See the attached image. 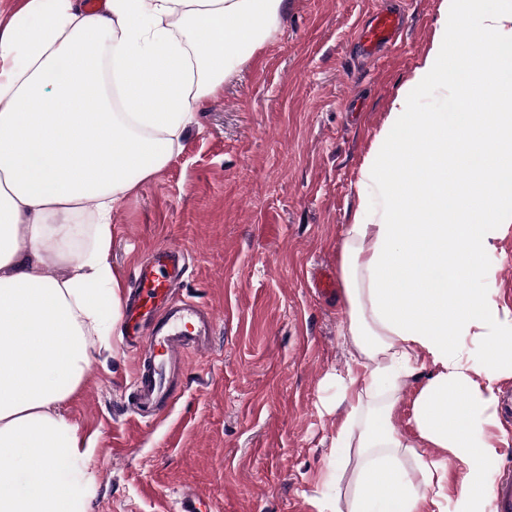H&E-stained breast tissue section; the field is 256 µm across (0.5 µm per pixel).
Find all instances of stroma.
<instances>
[{"mask_svg":"<svg viewBox=\"0 0 512 512\" xmlns=\"http://www.w3.org/2000/svg\"><path fill=\"white\" fill-rule=\"evenodd\" d=\"M442 0H288L266 44L199 106L181 152L139 182L112 218L108 260L121 283L159 245L191 260L182 297L210 306L221 333L185 359L181 391L144 427L126 413L133 358L121 327L93 339L79 392L62 413L92 448L88 512H176L186 490L212 512H319L349 496L357 454L330 458L348 408L337 374L352 363L343 334L344 292L326 298L313 277L341 272L347 224L358 208L376 218L383 200L363 167L395 100L430 51ZM403 17L395 45L364 61L357 33L380 9ZM512 0H457L476 44L490 11ZM483 67L464 84L435 81L408 112H444L461 86L487 111ZM512 226L485 258L494 301L512 311Z\"/></svg>","mask_w":512,"mask_h":512,"instance_id":"35a3bbf8","label":"stroma"}]
</instances>
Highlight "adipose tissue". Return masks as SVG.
<instances>
[{"label":"adipose tissue","mask_w":512,"mask_h":512,"mask_svg":"<svg viewBox=\"0 0 512 512\" xmlns=\"http://www.w3.org/2000/svg\"><path fill=\"white\" fill-rule=\"evenodd\" d=\"M287 0H12L0 17V512H88V447L61 406L80 387L90 335L120 318L108 261L112 214L179 152L197 107L279 27ZM494 112L388 114L363 174L384 205L357 212L342 247L349 412L330 450L361 465L346 506L429 512L449 464L463 472L455 512H487L497 442L495 383L512 373V313L482 280L512 224V11L488 17ZM90 202L91 258L74 256L76 208ZM63 273L52 274L56 265ZM480 340L464 356V337ZM429 369L413 400L415 439L393 422L404 379ZM441 449L435 457L433 449ZM413 468L405 470L401 455Z\"/></svg>","instance_id":"obj_1"}]
</instances>
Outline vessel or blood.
Listing matches in <instances>:
<instances>
[{
	"instance_id": "1",
	"label": "vessel or blood",
	"mask_w": 512,
	"mask_h": 512,
	"mask_svg": "<svg viewBox=\"0 0 512 512\" xmlns=\"http://www.w3.org/2000/svg\"><path fill=\"white\" fill-rule=\"evenodd\" d=\"M401 31L399 12H377L361 30L363 54L395 44ZM187 269L185 249L164 244L154 247L132 274V292L123 309L124 340L135 361L128 410L145 425L172 406L185 355L208 351L216 331L209 307L177 294ZM491 500L492 512H512V470L496 476Z\"/></svg>"
}]
</instances>
